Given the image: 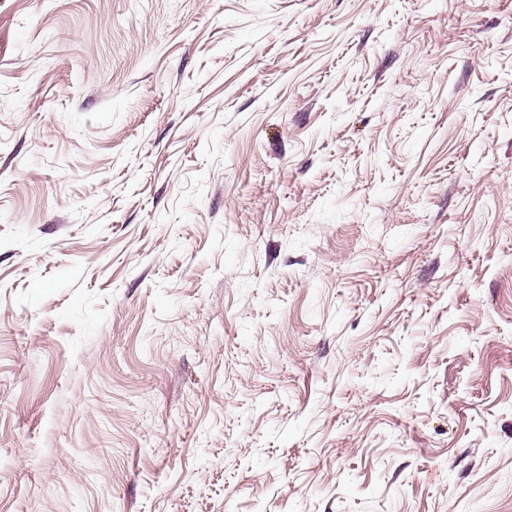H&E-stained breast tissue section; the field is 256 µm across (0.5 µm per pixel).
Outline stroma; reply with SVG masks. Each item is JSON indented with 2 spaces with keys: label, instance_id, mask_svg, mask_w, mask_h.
<instances>
[{
  "label": "stroma",
  "instance_id": "stroma-1",
  "mask_svg": "<svg viewBox=\"0 0 512 512\" xmlns=\"http://www.w3.org/2000/svg\"><path fill=\"white\" fill-rule=\"evenodd\" d=\"M0 512H512V0H0Z\"/></svg>",
  "mask_w": 512,
  "mask_h": 512
}]
</instances>
